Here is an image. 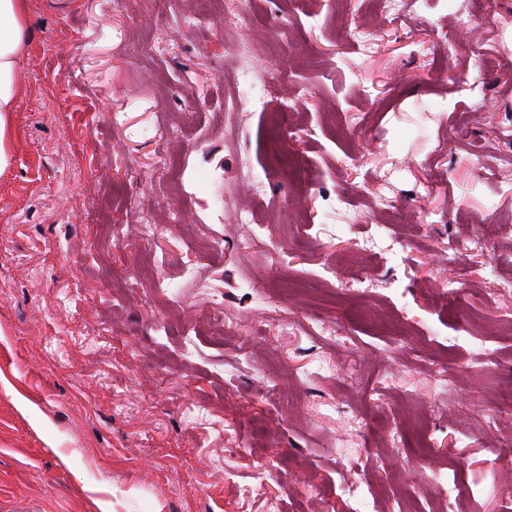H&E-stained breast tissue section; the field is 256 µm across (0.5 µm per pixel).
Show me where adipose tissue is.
I'll return each instance as SVG.
<instances>
[{
  "mask_svg": "<svg viewBox=\"0 0 512 512\" xmlns=\"http://www.w3.org/2000/svg\"><path fill=\"white\" fill-rule=\"evenodd\" d=\"M28 40L26 0H0V173L12 160L17 75Z\"/></svg>",
  "mask_w": 512,
  "mask_h": 512,
  "instance_id": "adipose-tissue-1",
  "label": "adipose tissue"
}]
</instances>
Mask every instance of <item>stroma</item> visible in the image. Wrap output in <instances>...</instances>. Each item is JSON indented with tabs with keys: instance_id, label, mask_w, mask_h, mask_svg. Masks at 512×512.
<instances>
[{
	"instance_id": "stroma-1",
	"label": "stroma",
	"mask_w": 512,
	"mask_h": 512,
	"mask_svg": "<svg viewBox=\"0 0 512 512\" xmlns=\"http://www.w3.org/2000/svg\"><path fill=\"white\" fill-rule=\"evenodd\" d=\"M55 2L27 0L0 175V512H430L427 477L449 512H512V421L488 428L512 391V0L467 28L466 0L390 24L383 0H241L206 26L194 0ZM242 64L281 85L228 143Z\"/></svg>"
}]
</instances>
